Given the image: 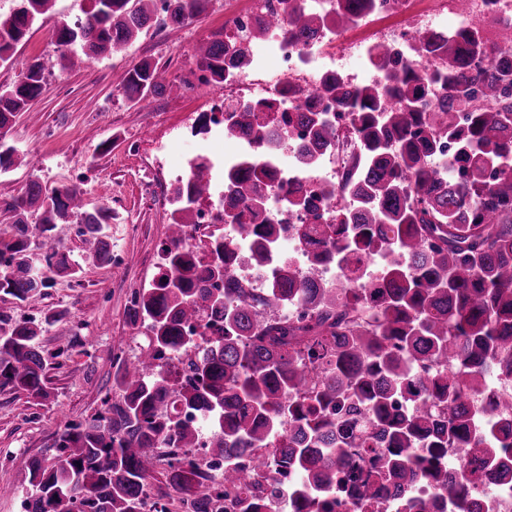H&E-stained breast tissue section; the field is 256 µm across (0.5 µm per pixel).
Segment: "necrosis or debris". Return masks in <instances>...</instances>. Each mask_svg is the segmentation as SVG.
<instances>
[{
    "mask_svg": "<svg viewBox=\"0 0 512 512\" xmlns=\"http://www.w3.org/2000/svg\"><path fill=\"white\" fill-rule=\"evenodd\" d=\"M374 3L369 14L356 17L350 26L323 29L304 46L272 34L268 53L252 55L250 75H240L229 67L224 70V90L231 103L257 112L265 111L267 105L272 104L291 112L310 109L323 113L335 126L340 140L346 142V151L325 152L310 165H299L293 152L305 132L292 126L281 145H259L240 139L232 150L215 153L213 147L223 143L229 118L223 108L214 106L202 110L199 121L190 129L170 128L168 140L191 137L197 143L195 150L184 153L177 164L171 166L176 184L186 183L199 164L211 167L219 162L232 168L248 154L256 157L269 173L265 196L270 206L266 214L274 228L270 249L275 252V259L260 267L251 262V241L246 232L251 216L246 213L239 220L227 221L224 211L229 206V197L220 191L199 201L198 225L181 244L193 263L194 272H202L207 263L201 240L210 236L223 239L234 253L225 282L229 288L243 286L252 293H263L279 276L278 258L282 255L296 274L304 275L313 269L315 249L298 242L295 228L315 220L323 224L335 223L337 214L347 209L346 197L325 198L322 188L328 183H340L346 154L357 151L359 141L355 136L353 112L338 106L329 97L306 98L304 88L330 74L350 87L376 80L378 70L369 58V47L374 42L386 43L401 60L423 61L424 55L418 43L411 39V31L423 28L447 33V19L459 14L455 0H374ZM269 11L287 15L288 0H247L244 6L227 9L225 26L234 32L238 41H246L251 28ZM288 190L294 195L312 198L319 208L318 215L286 202L284 193ZM382 265V259L377 258L343 268L327 263L317 271L321 281L328 284L361 288L379 276ZM487 420L495 428L499 461L491 467L486 483L465 499L464 510L512 512V418L491 413ZM292 428L291 420L283 419L279 436L255 445L250 455L239 460L240 466L247 468L256 457L267 459L264 478L250 489L252 497L262 505L261 512H285V494L294 486L295 474L292 468L281 466L271 451L282 447L285 434ZM353 453L355 468L343 481L334 484L328 496L313 506L311 512H456L454 491L465 486L468 470V461L462 457L460 449H446L438 458L432 476L426 480L404 489L397 481H390L371 501L364 497L363 491L375 453L365 447L354 448Z\"/></svg>",
    "mask_w": 512,
    "mask_h": 512,
    "instance_id": "4bbe7bcc",
    "label": "necrosis or debris"
}]
</instances>
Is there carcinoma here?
<instances>
[{"label":"carcinoma","instance_id":"cac0c4a2","mask_svg":"<svg viewBox=\"0 0 512 512\" xmlns=\"http://www.w3.org/2000/svg\"><path fill=\"white\" fill-rule=\"evenodd\" d=\"M20 2L17 11L0 15L1 64H15L17 45L54 0ZM169 2L161 15L157 0H91L84 18L55 26L51 38L58 55L24 64L17 81L0 86V171L12 164L15 149L8 138L16 118L41 93L54 65L95 62L151 28L181 27L205 13L211 0ZM335 2L336 25L345 27L372 0ZM324 26L308 0H290L288 17L270 13L255 26L252 40L277 31L305 45ZM413 38L440 58L437 71L401 62L377 42L371 48L377 81L350 91L329 76L323 86L303 90L308 97L324 92L356 113L361 153L350 158L344 174L358 210L335 224L296 227L300 241L318 243L320 262L349 266L393 252L402 261L386 264L378 281L359 289L329 288L317 270L298 276L287 267L263 296L252 298L241 288L233 298L218 288L228 274L229 248L214 240L205 275L189 281L180 245L196 223V201L212 195L208 166L197 167L189 193L174 190L178 207L168 225L165 265L150 287L133 293L126 310L127 322L146 326L147 345L115 362L102 408L64 426L53 462L27 460L32 493L24 512H143L165 443L182 449L164 468L166 487L193 512H224V489L208 483L190 453L198 432L175 414L179 406L206 413L214 428L209 448L218 459L273 436L290 414L296 426L280 454L304 477L295 493L296 512H308L349 464L350 420L333 422L321 414L338 399L371 412L376 432L364 439L368 447L385 444L364 494L375 495L392 478L410 486L430 473L429 455L418 453L407 465L401 460L437 417L446 419L436 434L439 443L465 445L467 487L482 485L499 448L491 432L469 443L471 425L485 413L476 397L486 391L492 371L512 374V47L500 48L465 26L446 39L424 29ZM487 53L491 65L471 74L470 59ZM194 59L208 85L224 82V63L242 73L247 65L246 51L230 37L210 39ZM434 85L444 90L436 99L430 95ZM120 87L135 103L160 96L166 66L142 60L124 72ZM462 111L468 116L460 127L453 113ZM293 123L310 130L306 160L336 146V128L311 110L278 112L268 121L248 109L236 111L227 132L264 143L272 127ZM443 139L458 148L460 184L428 163ZM488 165L500 169L492 182L484 180ZM266 178L252 157L224 172L233 199L226 216L251 213L258 264L269 259ZM79 198L73 187L47 191L32 181L6 203L14 221L0 234V293L33 301L56 278L78 277L81 268L58 249V225L72 216L82 224L83 254L100 266L111 262L104 226L112 210L88 212ZM295 299L311 307L309 319L290 323L271 316ZM192 323L200 325V335L185 334ZM39 332V326L0 309L1 387L46 396L48 361L37 344ZM202 342L207 350L190 363L189 375L168 369L171 354ZM411 360L441 361L447 372L414 376L405 367ZM402 394L412 397L413 407L396 417L389 402ZM267 467L261 457L250 469L228 463L224 483L247 489Z\"/></svg>","mask_w":512,"mask_h":512}]
</instances>
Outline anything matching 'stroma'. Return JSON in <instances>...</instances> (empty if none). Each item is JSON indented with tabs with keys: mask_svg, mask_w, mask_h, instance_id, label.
<instances>
[{
	"mask_svg": "<svg viewBox=\"0 0 512 512\" xmlns=\"http://www.w3.org/2000/svg\"><path fill=\"white\" fill-rule=\"evenodd\" d=\"M224 2L213 0L191 23L147 31L121 52L93 67L55 70L41 94L17 119L10 143L21 161L0 172V203L16 197L33 180L44 189L76 187L86 211L112 210L108 235L112 261L99 266L86 261L78 224L59 225V247L81 263L79 278H57L32 304L0 294V307L15 316L57 320L38 337L49 358L47 397L35 398L10 388L0 389V512H24L22 463L37 457L52 461L54 441L66 423L95 414L112 386L118 350L133 354L145 341L142 327L125 316L131 293L157 278V254L167 242L174 202L148 205L144 199V155L168 127L182 121L199 97L223 100L222 86L190 93L184 74L194 65L199 42L224 30ZM90 0H54L52 9L35 20L16 56L32 60L53 55V28L82 18ZM150 58L168 70L167 92L147 102L126 99L118 78L141 59Z\"/></svg>",
	"mask_w": 512,
	"mask_h": 512,
	"instance_id": "obj_1",
	"label": "stroma"
}]
</instances>
